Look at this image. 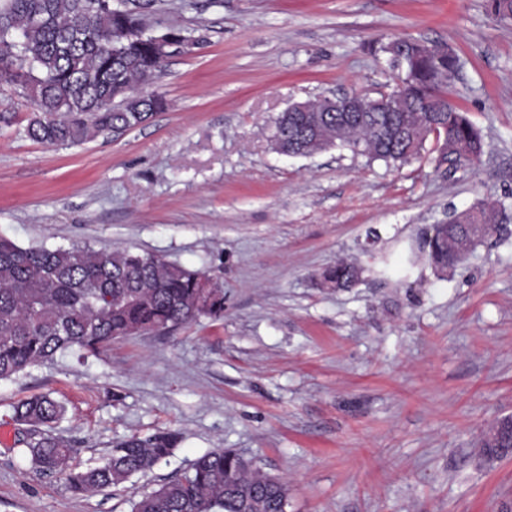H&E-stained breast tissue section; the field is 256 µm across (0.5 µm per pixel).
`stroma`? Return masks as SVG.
<instances>
[{
  "mask_svg": "<svg viewBox=\"0 0 512 512\" xmlns=\"http://www.w3.org/2000/svg\"><path fill=\"white\" fill-rule=\"evenodd\" d=\"M160 30L195 39L152 92L164 111L78 146L25 128L0 82V235L19 245L148 252L224 286V316L78 350L0 382V512H131L215 448L288 483L287 512H501L512 457L481 440L512 415V223L455 267L416 245L480 200L512 205V26L484 0H151ZM395 38L448 43L451 102L480 130L476 169L435 152L402 167L328 148L275 151L270 121L325 95L397 79ZM362 266L322 287L337 260ZM50 393L71 464L175 430L172 455L124 486L77 495L35 469L13 408Z\"/></svg>",
  "mask_w": 512,
  "mask_h": 512,
  "instance_id": "stroma-1",
  "label": "stroma"
}]
</instances>
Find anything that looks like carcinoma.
Wrapping results in <instances>:
<instances>
[{
	"label": "carcinoma",
	"mask_w": 512,
	"mask_h": 512,
	"mask_svg": "<svg viewBox=\"0 0 512 512\" xmlns=\"http://www.w3.org/2000/svg\"><path fill=\"white\" fill-rule=\"evenodd\" d=\"M497 22L512 23V0H486ZM141 13L117 0H0V81L14 83L37 115L26 133L49 145H80L100 134L132 130L166 108L158 94L139 88L162 70L144 33ZM411 56L390 91L370 99L392 112H283L274 124L288 151L346 148L371 161L400 166L434 138L437 165H477L483 138L467 116L448 102V86L461 59L438 41L412 40ZM497 214L500 203L480 201L473 210L431 227L418 244L430 264L445 271L476 246L471 225ZM361 268L344 260L328 269L323 284L348 288ZM224 314V288L206 273L151 253L89 246L23 247L0 237V381L50 364L77 348L97 353L112 341L141 332L169 331L201 315ZM65 406L48 394L14 406L13 417L32 433L18 439L31 463L64 479L74 494L118 486L172 453L174 431L120 441L106 469L72 467L71 445L47 431ZM286 512L288 483L229 449L198 457L179 477L141 495L132 512Z\"/></svg>",
	"instance_id": "obj_1"
}]
</instances>
